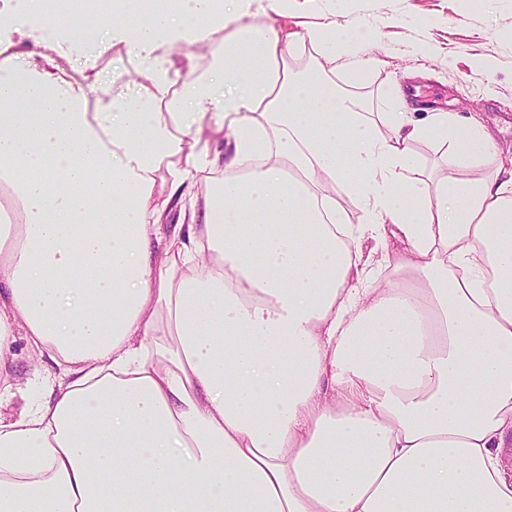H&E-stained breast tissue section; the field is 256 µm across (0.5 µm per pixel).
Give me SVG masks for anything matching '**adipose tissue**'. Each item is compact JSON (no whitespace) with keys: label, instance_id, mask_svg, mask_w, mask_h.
<instances>
[{"label":"adipose tissue","instance_id":"1","mask_svg":"<svg viewBox=\"0 0 512 512\" xmlns=\"http://www.w3.org/2000/svg\"><path fill=\"white\" fill-rule=\"evenodd\" d=\"M26 2L28 32L0 6V407L17 340L59 374L0 418V512H512V169L482 121H366L290 69L284 0ZM62 36L95 62L66 70ZM306 39L380 64L335 21ZM119 41L128 96L96 65ZM414 150L419 166L415 172H409L410 177L435 180L448 173L446 147L433 141H420L414 144Z\"/></svg>","mask_w":512,"mask_h":512}]
</instances>
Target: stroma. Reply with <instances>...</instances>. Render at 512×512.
Returning <instances> with one entry per match:
<instances>
[{"label":"stroma","instance_id":"35a3bbf8","mask_svg":"<svg viewBox=\"0 0 512 512\" xmlns=\"http://www.w3.org/2000/svg\"><path fill=\"white\" fill-rule=\"evenodd\" d=\"M289 31L333 19L381 67L352 72L343 60L326 79L359 97L367 119L388 109L399 84L409 108L477 113L498 145L512 151V0H290ZM114 94L135 85L132 50L120 44L99 61Z\"/></svg>","mask_w":512,"mask_h":512}]
</instances>
